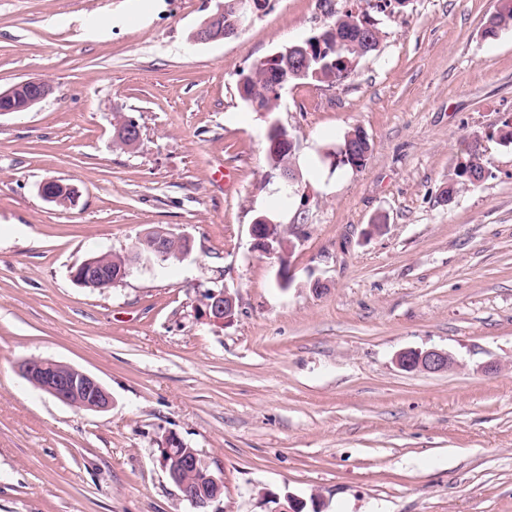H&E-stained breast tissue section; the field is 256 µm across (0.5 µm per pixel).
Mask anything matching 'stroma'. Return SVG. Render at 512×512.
I'll use <instances>...</instances> for the list:
<instances>
[{"instance_id": "1", "label": "stroma", "mask_w": 512, "mask_h": 512, "mask_svg": "<svg viewBox=\"0 0 512 512\" xmlns=\"http://www.w3.org/2000/svg\"><path fill=\"white\" fill-rule=\"evenodd\" d=\"M331 4L270 0L238 37L193 45L214 0H0V86L53 88L0 118V512H195L160 462L168 433L223 478L208 512H512V29L483 35L497 0H407L347 80L249 109L240 72L350 6ZM274 122L306 212L286 287L250 235ZM357 127L365 165L331 175L319 148ZM476 140L485 180L443 202ZM50 179L76 204L45 201ZM153 227L191 254L101 290L73 280ZM220 289L225 324L206 315ZM431 348L458 368L396 364ZM34 357L92 374L111 408L34 387L18 372ZM235 313V299L224 289L221 293L212 292L207 303V314L215 323H228Z\"/></svg>"}]
</instances>
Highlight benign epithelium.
Instances as JSON below:
<instances>
[{
	"label": "benign epithelium",
	"instance_id": "benign-epithelium-1",
	"mask_svg": "<svg viewBox=\"0 0 512 512\" xmlns=\"http://www.w3.org/2000/svg\"><path fill=\"white\" fill-rule=\"evenodd\" d=\"M239 17L233 21L232 31H239L246 22L257 12L255 0H238ZM229 35L224 28V4L216 0L215 9L198 25L192 41L195 43H210L219 41ZM52 92L51 85L40 79H27L17 82L5 89L0 88V117L25 112L46 99ZM116 139L123 146L132 148L139 140L137 127L133 119H125L116 130ZM42 196L56 204L65 201L74 204L77 199L76 190L57 180H50L41 186ZM275 225L266 218L258 217L250 225V234L254 239V247L262 253L276 258L279 270L285 274L290 272L291 248L281 244L280 237L274 234ZM181 246L177 253L182 259L191 252L192 240L188 236L167 235V231L159 230L155 234L154 249L156 254L165 259L170 254V241ZM104 261L102 256H91L84 260L72 272V277L79 285L85 287L97 282L103 275ZM235 313V299L224 290L211 293L207 303V314L215 323H228ZM397 365L406 371L427 373H443L457 366V361L448 352L438 349H407L400 352L396 358ZM21 375L62 403L79 410L100 412L112 404V397L100 381L89 373L54 360L30 358L19 365ZM182 443L173 434H168L161 442L168 457L162 459L163 468L167 471L174 484L183 493V498L196 507L201 503L207 505L217 501L224 490L221 478L205 475V482L193 488L188 487V476L204 468L197 451L187 449L177 453L172 448Z\"/></svg>",
	"mask_w": 512,
	"mask_h": 512
}]
</instances>
